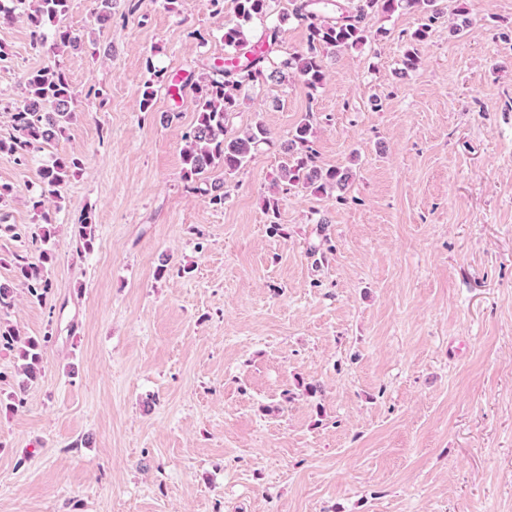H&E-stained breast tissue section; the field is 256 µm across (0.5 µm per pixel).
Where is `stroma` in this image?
Listing matches in <instances>:
<instances>
[{
    "label": "stroma",
    "mask_w": 512,
    "mask_h": 512,
    "mask_svg": "<svg viewBox=\"0 0 512 512\" xmlns=\"http://www.w3.org/2000/svg\"><path fill=\"white\" fill-rule=\"evenodd\" d=\"M445 5L408 74L422 14L376 13L322 89L243 96L229 133L260 119L275 145L214 171L220 209L182 180L191 94L156 93L149 114L140 101L148 64L184 78L223 61L234 0H117L103 27L71 0L46 24L85 44L58 57L77 94L68 134L26 167L0 153V283L15 287L0 320L47 339L28 383L0 346V512H512V0ZM31 10L0 22V138L50 59ZM308 112L320 165L353 172L346 191L275 182ZM59 156L81 165L46 203L39 304L14 256Z\"/></svg>",
    "instance_id": "35a3bbf8"
}]
</instances>
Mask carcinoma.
Returning <instances> with one entry per match:
<instances>
[{"label": "carcinoma", "instance_id": "cac0c4a2", "mask_svg": "<svg viewBox=\"0 0 512 512\" xmlns=\"http://www.w3.org/2000/svg\"><path fill=\"white\" fill-rule=\"evenodd\" d=\"M115 0H98L93 17L104 26L112 19ZM235 19L224 24V47L228 54L224 65H213L209 74L191 84L196 106V121L185 132L182 149V179L187 186L206 197L209 204L224 207L227 192L221 181L208 182L206 174L219 169L232 175L255 157L261 146L270 143V131L256 121L242 134L230 137L228 125L239 105L242 93L254 87L260 79L282 83L288 77H297L311 91L322 87L325 81V58L339 52L357 49L368 40L364 21L368 14L380 10L393 13L401 8L414 7L426 17L411 36L402 52L400 73L415 70L420 63V47L428 39L432 25L444 17L439 0H290V16L304 25L308 32L307 45L301 51L286 52L269 72L264 63L271 62L278 52L281 22L265 27L256 39L251 37L250 23L256 17L271 14L273 0H234ZM69 0H36V7L27 14L31 26L33 46L42 49L47 43L44 26L68 10ZM53 48H80V34L70 30L54 33ZM76 95L59 62L55 61L30 74L25 83L23 99L10 107L13 134L0 139V152L15 157L26 166L33 153L44 143L65 136L75 117L73 105ZM313 114L307 113L293 128L284 144V161L279 169L280 182L311 189L316 193L327 190L343 191L349 184L351 172L347 168L324 169L317 164L310 146ZM81 166L79 158L57 157L51 164L39 169L37 195L33 198L35 220L39 231L30 233L31 246L38 257L17 254V278L27 289L31 299L41 302L50 293L52 284L45 275V264L50 253L40 243L48 240L50 231L45 225L50 216L42 209V199L52 196L61 199V189L70 173ZM75 236L82 248L89 251L95 239V224L87 210L74 225ZM43 339L21 337L8 323L0 322V345L18 348L22 363L20 372L29 379L36 377L41 364Z\"/></svg>", "mask_w": 512, "mask_h": 512}]
</instances>
